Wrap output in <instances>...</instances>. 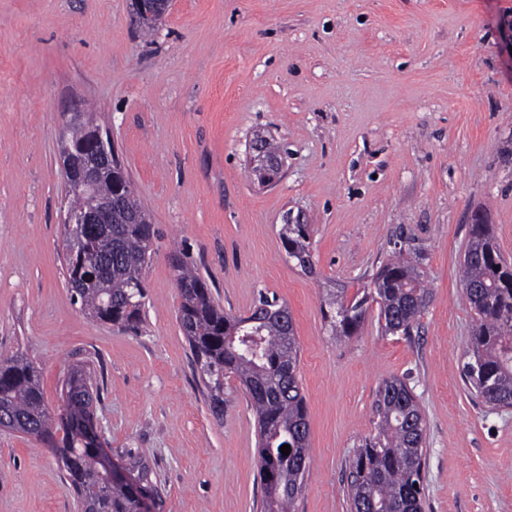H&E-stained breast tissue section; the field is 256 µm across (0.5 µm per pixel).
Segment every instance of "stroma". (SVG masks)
I'll return each mask as SVG.
<instances>
[{"mask_svg": "<svg viewBox=\"0 0 512 512\" xmlns=\"http://www.w3.org/2000/svg\"><path fill=\"white\" fill-rule=\"evenodd\" d=\"M511 24L512 0H174L145 37L129 0H0V353L37 364L52 408L69 367L93 368L105 446L155 467L154 512H261L255 415L233 378L213 415L177 323L180 253L226 312L288 305L311 458L297 512H350L349 462L393 377L426 420L424 512H512V408L463 382L475 316L459 278L477 212L512 262ZM79 108L109 128L157 231L135 331L67 284L57 144ZM258 133L286 151L264 189ZM288 221L312 229L313 273L285 252ZM398 245L431 291L410 332H382L373 308L332 335L328 293L363 291ZM0 512H77L47 445L1 429ZM260 139H257L252 144L251 148L256 152V155L250 158V162L253 164V168H256V172L258 174L257 180L259 182L257 183L258 186L264 188L276 182L278 177L277 175H279V172L283 167V163L281 160L271 159L265 156L261 149Z\"/></svg>", "mask_w": 512, "mask_h": 512, "instance_id": "obj_1", "label": "stroma"}]
</instances>
